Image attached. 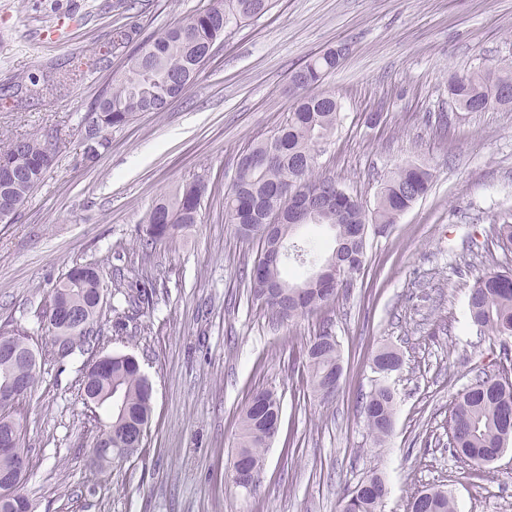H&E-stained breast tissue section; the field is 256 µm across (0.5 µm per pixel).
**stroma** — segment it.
<instances>
[{
  "label": "stroma",
  "mask_w": 512,
  "mask_h": 512,
  "mask_svg": "<svg viewBox=\"0 0 512 512\" xmlns=\"http://www.w3.org/2000/svg\"><path fill=\"white\" fill-rule=\"evenodd\" d=\"M212 0H0V139L32 135L55 161L19 214L0 223V325L26 331L40 363L15 404L28 448L22 492L32 512H339L371 473L389 493L383 512L442 482L459 512H512V449L465 469L448 449L456 392L489 360L493 339L469 323L467 302L484 269L512 270L497 243L512 223V107L456 110L452 74L512 63V0H277L228 34L167 111L113 129L110 150L84 157L78 118L120 74L113 28L145 33ZM346 56L321 90L340 122L318 163L365 209L398 164L426 168L422 198L369 235L351 288L289 321L252 304L259 243L242 238L224 194L251 144L274 135L296 101L292 72L337 46ZM96 69L73 77L81 58ZM197 179L200 220L143 252L146 214L160 196ZM99 267L106 308L93 354L52 355L51 289L76 264ZM156 284L152 308L126 309L115 332L116 282ZM341 349L335 394L312 393L302 352L323 327ZM399 371L379 377L382 346ZM133 355L153 387L142 445L110 470L92 464L104 409L79 384L93 357ZM395 393L393 433L369 435L362 399L377 380ZM274 390L280 429L251 490L232 485L231 457L253 391Z\"/></svg>",
  "instance_id": "35a3bbf8"
}]
</instances>
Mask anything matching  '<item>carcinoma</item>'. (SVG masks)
Instances as JSON below:
<instances>
[{
    "label": "carcinoma",
    "instance_id": "carcinoma-1",
    "mask_svg": "<svg viewBox=\"0 0 512 512\" xmlns=\"http://www.w3.org/2000/svg\"><path fill=\"white\" fill-rule=\"evenodd\" d=\"M273 0H214L208 8L192 14L186 21L169 25L149 36L137 26L115 29L112 49L125 50V65L120 76L91 103L80 116L79 125L87 129L95 118L98 131L96 147H84V156L95 159L108 150L110 133L126 124L139 112H162L170 100L184 94L205 65L207 50L224 42L230 30L259 19L272 8ZM342 57L328 49L310 58L291 75L298 91L295 107L273 137L256 142L237 164V175L224 197V211L233 223L252 227L250 237L259 238L261 250L249 276L250 297L277 318L294 319L333 300L338 292L351 286L353 275L365 268L367 230L373 223L383 228L408 209L428 190L431 174L414 165L396 167L380 195L373 212L346 192L325 210L323 225L334 233L335 248L341 261L350 268L349 276L326 278L306 287L304 281L286 279L284 260H276L266 244L288 240L299 228L285 222L274 233H266L265 215L288 210V194L314 197L327 179L316 171L321 145L327 143L339 121V105L334 94L308 89L336 69ZM512 91V66L491 67L459 75L449 88L456 104L473 112L493 90ZM54 153L51 143L37 136L0 142V164L12 169V176L0 181V209L9 207L17 214L31 192L40 184ZM207 187L193 181L174 193L158 198L146 217L144 246L176 239L190 225L198 223L201 202ZM127 287L125 302L136 310L150 306L154 285L145 282L117 284ZM104 283L95 266L74 265L60 277L52 291L49 326L54 333L53 356L64 360L75 348L91 347L98 335L97 323L103 305ZM67 305H76L90 316L85 330L72 331L65 320L56 319ZM471 324L479 331L500 340L512 338V271L488 269L476 280L468 299ZM77 347H72V344ZM314 393L326 399L329 388H337L343 377L340 345L331 329L325 327L310 343L305 359ZM374 371L390 374L400 370L402 358L391 347L381 349L373 360ZM512 351L503 349L495 361L481 369H471V378L457 392L449 421L448 447L457 461L473 468L486 466L503 455L512 443ZM89 387L97 391L98 407L109 414L102 433H112L114 444L94 456L99 468L122 460L115 441L129 436L134 424H149L152 414V388L141 373L136 358L112 355V366L95 374ZM280 400L272 390L253 392L241 417L235 443L230 481L249 489L253 482L242 483L240 469L256 477L273 440L271 428L278 417ZM394 393L378 383L366 396L365 419L373 440L382 444L393 431ZM387 495L383 477L373 473L341 501V512H382ZM408 512H457L454 497L445 488L429 487L411 496Z\"/></svg>",
    "mask_w": 512,
    "mask_h": 512
}]
</instances>
